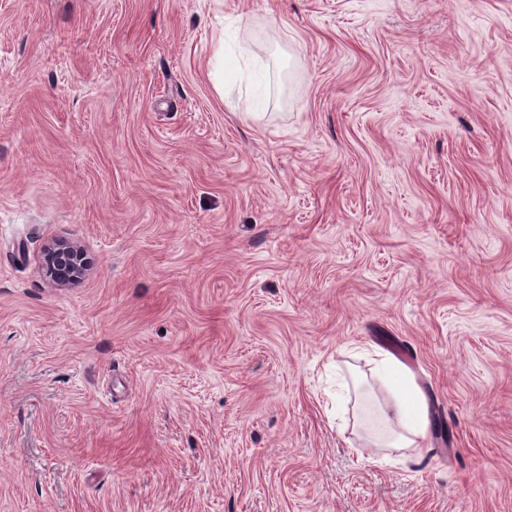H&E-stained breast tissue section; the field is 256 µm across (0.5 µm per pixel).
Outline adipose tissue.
<instances>
[{
	"label": "adipose tissue",
	"instance_id": "adipose-tissue-1",
	"mask_svg": "<svg viewBox=\"0 0 512 512\" xmlns=\"http://www.w3.org/2000/svg\"><path fill=\"white\" fill-rule=\"evenodd\" d=\"M373 371L391 392L394 403L387 408L371 395L360 396L354 411L355 427L380 448L422 447L429 427L424 394L397 362L377 359Z\"/></svg>",
	"mask_w": 512,
	"mask_h": 512
}]
</instances>
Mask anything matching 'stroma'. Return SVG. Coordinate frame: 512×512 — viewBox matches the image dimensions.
I'll return each instance as SVG.
<instances>
[{"label":"stroma","instance_id":"1","mask_svg":"<svg viewBox=\"0 0 512 512\" xmlns=\"http://www.w3.org/2000/svg\"><path fill=\"white\" fill-rule=\"evenodd\" d=\"M0 512H512V0H0ZM81 251L75 242L68 240H55L47 246L46 272L55 288H65L87 275L88 266L79 265L74 259ZM373 362L375 376L391 392L394 403L385 408L373 396L361 395L353 427L362 429L378 448H420V456L429 427L426 398L401 364L386 357Z\"/></svg>","mask_w":512,"mask_h":512}]
</instances>
